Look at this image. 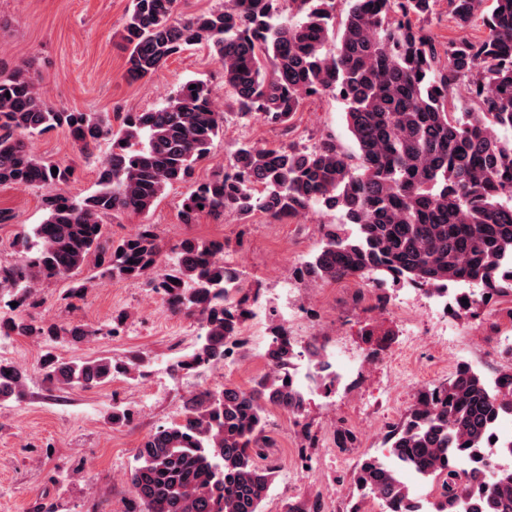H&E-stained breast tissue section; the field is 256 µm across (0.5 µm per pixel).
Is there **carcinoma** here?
Wrapping results in <instances>:
<instances>
[{
  "label": "carcinoma",
  "instance_id": "obj_1",
  "mask_svg": "<svg viewBox=\"0 0 512 512\" xmlns=\"http://www.w3.org/2000/svg\"><path fill=\"white\" fill-rule=\"evenodd\" d=\"M492 7H487V2ZM435 0H350L336 24V0H225L217 10L176 17V0H132L121 33L132 80L157 75L166 62L204 44L224 73L236 115L260 118L291 132L304 101L330 95L345 108L356 151L332 138L308 150L291 145L242 143L230 169L194 179L197 165L224 131V113L202 80H189L156 109L109 119L50 106L24 68L0 75V186L43 188L45 216L17 242V257L0 264V294L19 313L0 315V337L35 336L73 345L94 330L50 323L23 312L37 305V285L71 279L69 297L91 286V266L102 276L142 282L167 309L194 318L199 342L175 371L224 361V338L248 318V297L238 274L224 263V243L182 240L162 261L156 227L141 224L114 240L107 219L150 211L166 189L191 184L181 217L193 224L262 212L276 221L315 208L339 210L341 224L321 225V247L297 268L303 282L359 277L376 288L407 281L435 293L467 282L481 290L461 305L472 310L489 298L512 296V0H448L453 28L480 27L476 36L439 42L425 29ZM335 51H326L328 43ZM196 88H191V85ZM65 129L82 155L110 145L97 189L75 197L63 189L71 164L46 162L30 140ZM58 173H52V168ZM269 357L287 364L296 355L273 326ZM142 356L127 361L98 357L69 361L46 354L45 377L55 387H95L143 373ZM0 402L24 395V374L0 361ZM277 400L300 415L305 395L289 385L260 380L249 390L198 391L181 419L160 426L135 455L133 512H261L274 469L255 458L269 447L265 404ZM512 416V373L496 390L466 364L446 384L420 390L388 437L406 465L438 484L435 512H512V446L508 462L489 467L478 455L500 419ZM112 423L130 425L132 408L112 403ZM467 457L469 471L459 467ZM360 496L383 512H414L412 493L398 469L374 456L353 473ZM285 512H322L320 498L292 501Z\"/></svg>",
  "mask_w": 512,
  "mask_h": 512
}]
</instances>
